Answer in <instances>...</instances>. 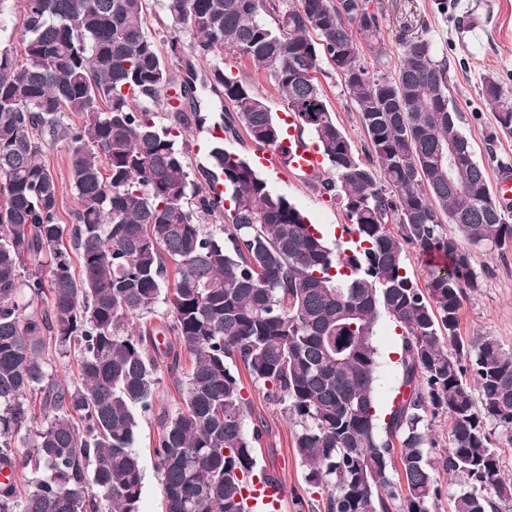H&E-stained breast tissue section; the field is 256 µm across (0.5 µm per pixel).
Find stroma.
Masks as SVG:
<instances>
[{
  "label": "stroma",
  "mask_w": 512,
  "mask_h": 512,
  "mask_svg": "<svg viewBox=\"0 0 512 512\" xmlns=\"http://www.w3.org/2000/svg\"><path fill=\"white\" fill-rule=\"evenodd\" d=\"M370 6L381 19L382 45L391 57H398L409 39L431 40L438 58L447 64L448 95L462 114V129L485 167L489 185L497 186L500 178L497 161L512 158V136H493L494 114L482 95V79L486 74H494L503 90L512 92V0H447L443 9L439 8L438 0H371ZM223 59L225 69L254 84L272 114L284 118L285 101L269 77L261 75L233 52H225ZM321 83L338 126L356 148H364L367 139L343 81L332 74L322 78ZM261 172L276 191L285 194L323 230L328 242H335L339 227L346 224L347 218L339 205L321 195L312 176L279 162L262 166ZM471 261L481 286L464 302L460 334L492 336L504 348L512 349V247L494 253L472 248ZM376 342L379 349L377 405L384 411L390 406L401 377L398 356L401 340L388 319H380ZM235 372L253 418L267 425L256 449L255 472L277 476L288 490L277 512H300L302 506L321 503L326 492L305 480L306 467L294 452L296 427L286 416L284 404L270 400L263 386L254 383L243 367H236ZM179 406L174 378L166 374L154 410L136 414V448L144 467L140 512H165L153 448L160 432L161 413H175Z\"/></svg>",
  "instance_id": "35a3bbf8"
}]
</instances>
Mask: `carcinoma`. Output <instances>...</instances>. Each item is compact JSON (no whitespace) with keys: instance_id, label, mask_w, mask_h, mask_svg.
Masks as SVG:
<instances>
[{"instance_id":"obj_1","label":"carcinoma","mask_w":512,"mask_h":512,"mask_svg":"<svg viewBox=\"0 0 512 512\" xmlns=\"http://www.w3.org/2000/svg\"><path fill=\"white\" fill-rule=\"evenodd\" d=\"M22 2L21 50L0 47V464L12 470L0 512H138L136 410H152L160 366L179 371L177 345L190 367L153 449L166 512H247L265 425L247 429L229 361L286 403L306 482L327 490L324 512H391L395 500L400 512H430L428 416L441 411L451 420L443 466L464 481L454 512H490L488 489L511 500L489 425L512 433V351L464 338L459 325L466 291L480 288L470 248L511 245L512 224L432 42H405L392 63L369 0H161L171 66L147 32V0ZM226 49L270 77L334 170L316 179L343 207L349 247L331 246L224 145L245 135L285 165L305 145H285L254 85L224 70ZM325 61L354 102L363 156L328 108ZM205 88L228 105L222 125L201 108ZM482 93L511 136L512 92L488 74ZM192 129L211 134L194 174L182 144ZM59 144L80 201L70 226L43 161ZM407 244L446 257L422 287L408 276ZM160 303V325L128 330ZM382 317L402 336V380L384 418ZM158 330L170 340L156 357ZM50 345L74 355L73 378L49 372Z\"/></svg>"}]
</instances>
